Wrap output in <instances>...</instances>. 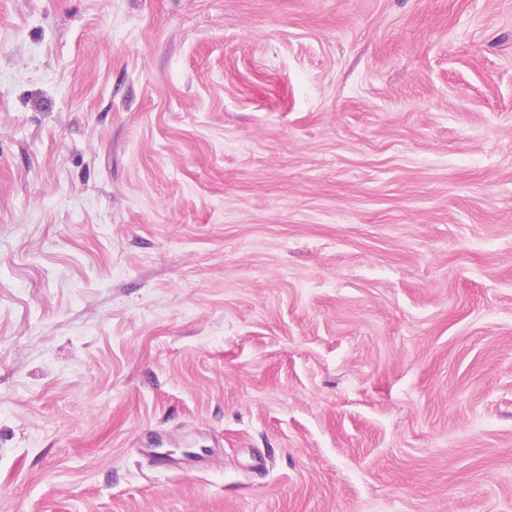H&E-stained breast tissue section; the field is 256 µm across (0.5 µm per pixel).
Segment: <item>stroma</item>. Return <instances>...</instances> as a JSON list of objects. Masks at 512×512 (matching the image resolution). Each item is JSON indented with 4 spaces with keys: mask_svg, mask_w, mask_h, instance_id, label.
I'll list each match as a JSON object with an SVG mask.
<instances>
[{
    "mask_svg": "<svg viewBox=\"0 0 512 512\" xmlns=\"http://www.w3.org/2000/svg\"><path fill=\"white\" fill-rule=\"evenodd\" d=\"M0 512H512V0H0Z\"/></svg>",
    "mask_w": 512,
    "mask_h": 512,
    "instance_id": "1",
    "label": "stroma"
}]
</instances>
